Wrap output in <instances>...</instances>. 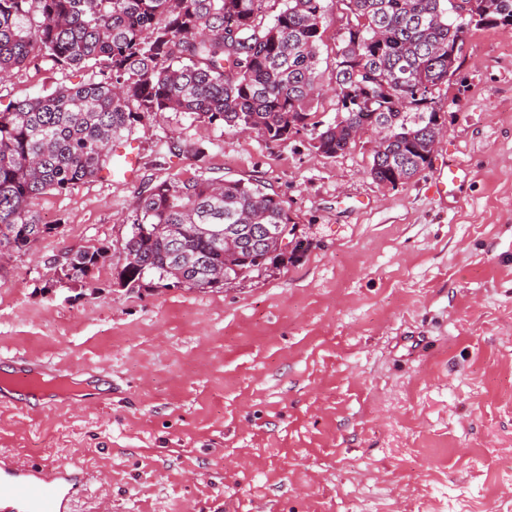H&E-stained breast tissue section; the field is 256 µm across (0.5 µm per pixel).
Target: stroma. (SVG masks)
<instances>
[{"label": "stroma", "instance_id": "stroma-1", "mask_svg": "<svg viewBox=\"0 0 512 512\" xmlns=\"http://www.w3.org/2000/svg\"><path fill=\"white\" fill-rule=\"evenodd\" d=\"M95 77L32 65L0 105ZM435 97L432 160L395 189L367 172L370 136L324 157L307 130L172 112L136 127L134 180L40 196L51 233L0 261V369L23 357L112 400H2L0 456L102 475L75 512H512V28L471 30ZM175 132L202 162L162 154ZM451 160L467 177L436 194ZM201 173L265 183L295 257L214 291L119 287L138 192ZM102 246L87 284L61 282L65 253Z\"/></svg>", "mask_w": 512, "mask_h": 512}]
</instances>
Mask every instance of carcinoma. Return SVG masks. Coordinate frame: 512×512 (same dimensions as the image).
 <instances>
[{"label": "carcinoma", "instance_id": "1", "mask_svg": "<svg viewBox=\"0 0 512 512\" xmlns=\"http://www.w3.org/2000/svg\"><path fill=\"white\" fill-rule=\"evenodd\" d=\"M267 0H0V76L35 61L94 67L98 78L0 109V252L32 251L49 233L35 200L99 177L112 146L145 119L167 112L271 141L312 131L315 153L334 157L358 133L389 135L372 154L371 178L409 183L431 161L443 130L434 92L458 69L471 27H512V0H335L346 23L329 82L340 108L328 123L314 104L323 91L319 42L329 0H281L264 23ZM167 153L196 161V142L171 137ZM180 229L190 255L235 281L284 260L279 240L293 234L284 202L259 182L169 178L138 193L117 284L133 291L166 287L221 289L172 265L169 231ZM204 224L222 234L233 224H268L274 236L238 255L215 250ZM109 248L70 254L63 275L85 283Z\"/></svg>", "mask_w": 512, "mask_h": 512}]
</instances>
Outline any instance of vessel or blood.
Here are the masks:
<instances>
[{
    "label": "vessel or blood",
    "mask_w": 512,
    "mask_h": 512,
    "mask_svg": "<svg viewBox=\"0 0 512 512\" xmlns=\"http://www.w3.org/2000/svg\"><path fill=\"white\" fill-rule=\"evenodd\" d=\"M99 476L66 465L35 468L0 460V497L11 499L16 512H73Z\"/></svg>",
    "instance_id": "1"
}]
</instances>
